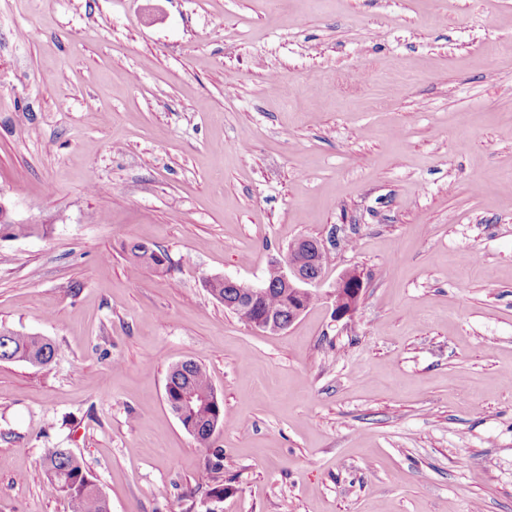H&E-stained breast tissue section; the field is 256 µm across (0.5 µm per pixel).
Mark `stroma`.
Returning <instances> with one entry per match:
<instances>
[{"label":"stroma","mask_w":512,"mask_h":512,"mask_svg":"<svg viewBox=\"0 0 512 512\" xmlns=\"http://www.w3.org/2000/svg\"><path fill=\"white\" fill-rule=\"evenodd\" d=\"M0 512H512V0H0ZM302 237L352 318L225 310ZM164 250L161 274L130 247ZM208 372L224 498L165 400ZM9 214V209L2 201V194H0V232L2 227L8 231L10 239L18 237H29L39 234L43 230L42 224H15ZM365 288L364 273L358 267L347 268L340 273L326 294V299L334 307L336 319L351 317L356 312ZM35 334H21L0 327V360L21 361L33 364L30 359L48 366L55 357V347L48 339ZM40 466L46 490L66 498L72 512H110L108 502L84 461L69 448H47Z\"/></svg>","instance_id":"obj_1"}]
</instances>
